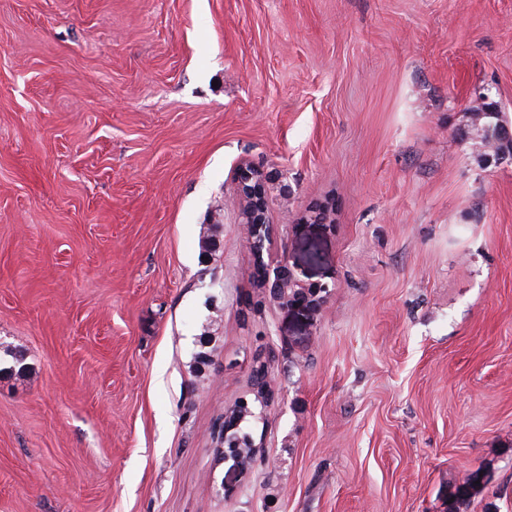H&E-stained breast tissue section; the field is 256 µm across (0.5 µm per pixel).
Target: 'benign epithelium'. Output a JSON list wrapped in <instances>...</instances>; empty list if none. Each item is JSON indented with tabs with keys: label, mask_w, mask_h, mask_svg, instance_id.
I'll use <instances>...</instances> for the list:
<instances>
[{
	"label": "benign epithelium",
	"mask_w": 512,
	"mask_h": 512,
	"mask_svg": "<svg viewBox=\"0 0 512 512\" xmlns=\"http://www.w3.org/2000/svg\"><path fill=\"white\" fill-rule=\"evenodd\" d=\"M484 134L500 145L499 150L491 151L488 161L497 163L512 156L511 127L500 126L495 132L486 128ZM234 183L232 203L237 208L239 223L243 224V243L256 262L255 287L263 289L284 306L317 309L328 292V286L299 279L291 268L286 251L274 263L264 260L275 234L269 218L268 176L261 168L243 163L235 172ZM253 382L254 402L263 407L273 395L265 363L255 367ZM251 415L253 412L248 410V402L242 401L236 409L224 415V424L218 432L220 443L224 444V457L233 459L237 468L245 473L252 468L255 448L258 447L251 436L241 433L242 423Z\"/></svg>",
	"instance_id": "1"
}]
</instances>
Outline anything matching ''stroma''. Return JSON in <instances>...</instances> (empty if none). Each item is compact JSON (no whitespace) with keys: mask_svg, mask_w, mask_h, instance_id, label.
I'll return each instance as SVG.
<instances>
[{"mask_svg":"<svg viewBox=\"0 0 512 512\" xmlns=\"http://www.w3.org/2000/svg\"><path fill=\"white\" fill-rule=\"evenodd\" d=\"M487 100L512 125V0H0V512H448L475 471L512 512ZM244 161L320 310L253 288ZM254 402L260 407L265 406L266 401L273 395L272 387L267 379V366L260 362L253 372ZM248 409L247 400L230 413L224 415V424L218 432L220 443L224 444V457L232 458L238 469L248 472L255 462V450L259 448L254 439L247 434L241 435V426L247 416H255Z\"/></svg>","mask_w":512,"mask_h":512,"instance_id":"stroma-1","label":"stroma"}]
</instances>
